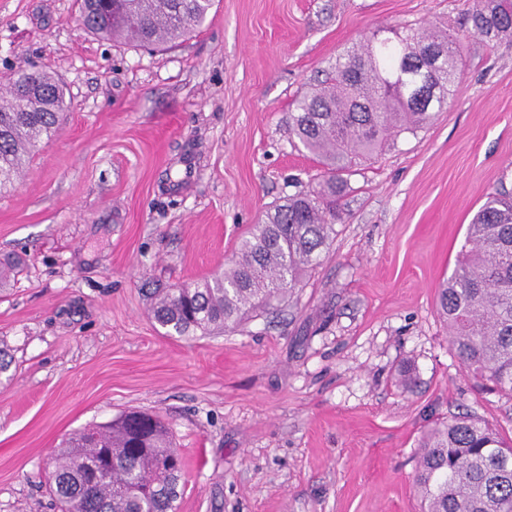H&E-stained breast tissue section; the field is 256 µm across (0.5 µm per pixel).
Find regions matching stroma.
<instances>
[{"label": "stroma", "instance_id": "obj_1", "mask_svg": "<svg viewBox=\"0 0 512 512\" xmlns=\"http://www.w3.org/2000/svg\"><path fill=\"white\" fill-rule=\"evenodd\" d=\"M474 0H215L157 49L87 33L76 0H0V92L39 66L66 117L0 194V512H57L48 464L79 430L160 415L184 463L177 512H420L431 424L512 439V397L464 370L436 310L487 193L512 194V38ZM460 38L448 106L347 177L330 250L277 309L170 337L150 293L223 269L276 200L314 188L297 97L378 30ZM471 21L474 30L486 38L512 37V1L475 0Z\"/></svg>", "mask_w": 512, "mask_h": 512}]
</instances>
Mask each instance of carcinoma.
<instances>
[{
	"label": "carcinoma",
	"instance_id": "1",
	"mask_svg": "<svg viewBox=\"0 0 512 512\" xmlns=\"http://www.w3.org/2000/svg\"><path fill=\"white\" fill-rule=\"evenodd\" d=\"M213 6L214 0H80L91 34L136 47L189 37ZM471 21L487 38L512 37V0H475ZM461 67L459 39L421 27L395 44L370 39L339 55L331 79L296 100L289 124L324 170L319 190L269 206L223 273L154 292L151 315L165 335L234 330L291 296L336 237L344 175L427 124L447 104ZM7 95L0 106V192L57 133L67 108L62 83L43 70L17 71ZM437 313L462 366L486 378L488 390L512 396V198L486 194L452 274L439 285ZM418 448L415 486L424 512H512V441L466 415L440 422ZM160 457L173 459L169 470L157 469ZM96 462L105 471L94 477L89 468ZM52 472L60 512H176L183 463L168 424L132 411L76 433Z\"/></svg>",
	"mask_w": 512,
	"mask_h": 512
}]
</instances>
